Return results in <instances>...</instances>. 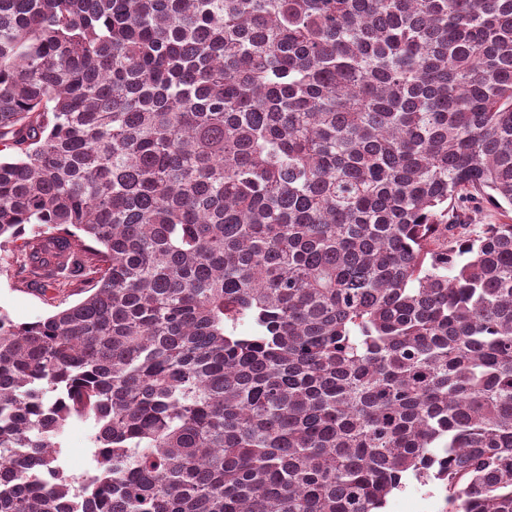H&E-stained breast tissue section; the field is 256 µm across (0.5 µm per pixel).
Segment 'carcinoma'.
I'll return each mask as SVG.
<instances>
[{
	"label": "carcinoma",
	"mask_w": 512,
	"mask_h": 512,
	"mask_svg": "<svg viewBox=\"0 0 512 512\" xmlns=\"http://www.w3.org/2000/svg\"><path fill=\"white\" fill-rule=\"evenodd\" d=\"M0 145V512H512V0H0ZM474 206H478V208L473 209ZM458 211L467 213L468 222L472 224L470 228H474L476 231L480 230L482 224H503V222L509 221L501 215L499 210L486 203L479 205L466 203ZM10 247L0 250V311L15 323L44 319L60 308L79 300L81 295L63 288L47 287L45 294L26 286L17 277V266ZM93 423L86 418H73L62 437L63 458L71 472L79 475L87 466L91 454ZM444 492L438 482L420 484L408 479L406 485L393 491L386 500L383 512H442Z\"/></svg>",
	"instance_id": "obj_1"
}]
</instances>
